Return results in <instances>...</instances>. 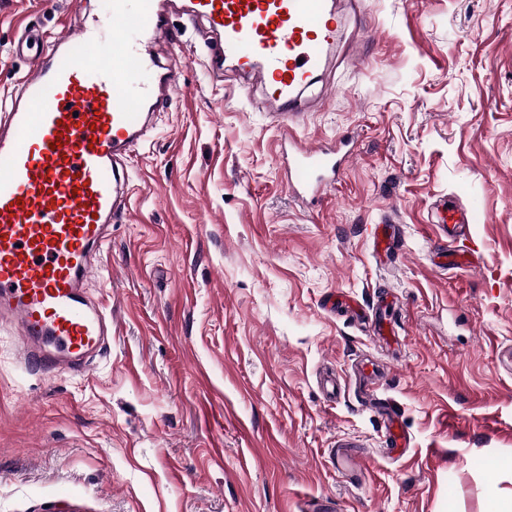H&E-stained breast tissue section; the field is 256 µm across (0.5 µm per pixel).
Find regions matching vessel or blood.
<instances>
[{
  "mask_svg": "<svg viewBox=\"0 0 512 512\" xmlns=\"http://www.w3.org/2000/svg\"><path fill=\"white\" fill-rule=\"evenodd\" d=\"M203 21L218 42L206 66L225 62L264 86L281 130L289 191L316 205L352 155V144L297 139L299 88L319 68L341 24L333 0H108L104 19L53 36L25 33L15 50L30 60L0 118V324L16 325L25 361L63 370L111 335L112 319L83 290L103 265L108 228L126 208L127 162L168 105L177 67L160 66L154 42L173 10ZM471 212L437 206L444 237L462 235ZM398 245L394 226L373 239L379 258ZM383 375L372 360L355 370L359 392ZM390 454L410 440L391 404L380 407Z\"/></svg>",
  "mask_w": 512,
  "mask_h": 512,
  "instance_id": "1",
  "label": "vessel or blood"
}]
</instances>
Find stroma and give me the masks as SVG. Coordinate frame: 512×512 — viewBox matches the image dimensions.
Masks as SVG:
<instances>
[{
	"label": "stroma",
	"instance_id": "obj_1",
	"mask_svg": "<svg viewBox=\"0 0 512 512\" xmlns=\"http://www.w3.org/2000/svg\"><path fill=\"white\" fill-rule=\"evenodd\" d=\"M342 32L300 91L295 135H354L313 207L288 191L266 90L204 66L203 23L172 16L160 63L170 107L130 160L108 277L87 295L112 318L78 372L25 363L0 325V512H488L512 492V0H335ZM103 0H0V104L26 58L14 44ZM475 208L460 246L432 262L434 203ZM404 230L372 256L386 217ZM403 353L331 307L387 291ZM386 361L380 394L410 436L387 456L375 412L348 386ZM342 386L336 398L324 376ZM350 440L365 484L333 468Z\"/></svg>",
	"mask_w": 512,
	"mask_h": 512
}]
</instances>
